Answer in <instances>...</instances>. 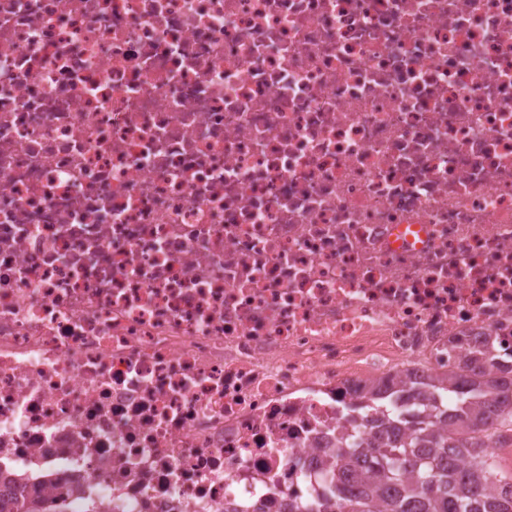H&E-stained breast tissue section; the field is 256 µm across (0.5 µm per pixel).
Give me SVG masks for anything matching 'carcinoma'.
<instances>
[{"mask_svg": "<svg viewBox=\"0 0 512 512\" xmlns=\"http://www.w3.org/2000/svg\"><path fill=\"white\" fill-rule=\"evenodd\" d=\"M488 369L487 358L466 361L436 380L454 395L441 407L419 389L371 390L370 427L343 434L327 493L293 512H512V474L497 469L491 449L512 431V380ZM64 499L0 501V512H67Z\"/></svg>", "mask_w": 512, "mask_h": 512, "instance_id": "cac0c4a2", "label": "carcinoma"}]
</instances>
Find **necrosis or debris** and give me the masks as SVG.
Here are the masks:
<instances>
[{
    "label": "necrosis or debris",
    "mask_w": 512,
    "mask_h": 512,
    "mask_svg": "<svg viewBox=\"0 0 512 512\" xmlns=\"http://www.w3.org/2000/svg\"><path fill=\"white\" fill-rule=\"evenodd\" d=\"M489 336L512 0H0L1 499L288 512Z\"/></svg>",
    "instance_id": "obj_1"
}]
</instances>
